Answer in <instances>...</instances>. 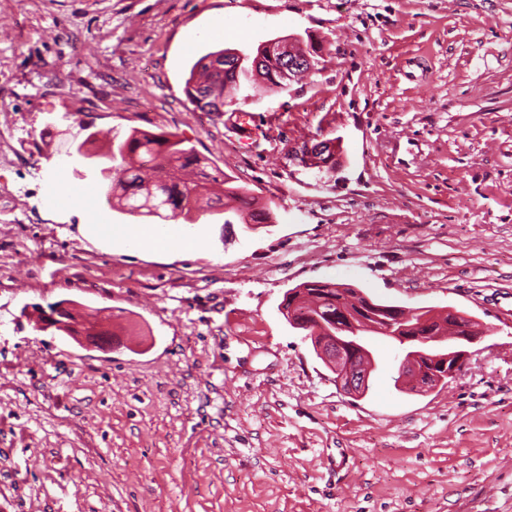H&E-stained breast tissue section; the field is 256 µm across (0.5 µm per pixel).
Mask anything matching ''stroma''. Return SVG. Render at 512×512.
<instances>
[{
    "mask_svg": "<svg viewBox=\"0 0 512 512\" xmlns=\"http://www.w3.org/2000/svg\"><path fill=\"white\" fill-rule=\"evenodd\" d=\"M289 36L314 71L193 111L198 56ZM83 121L188 140L271 223L97 238L134 218L73 175ZM310 281L492 333L427 392L377 345L354 397L280 311ZM61 299L120 343L36 330ZM0 512H512V0H0ZM120 233L133 245H153L175 251H189L205 246V240L197 234L178 236L168 230L167 225L153 224L144 228L139 224L130 226Z\"/></svg>",
    "mask_w": 512,
    "mask_h": 512,
    "instance_id": "35a3bbf8",
    "label": "stroma"
}]
</instances>
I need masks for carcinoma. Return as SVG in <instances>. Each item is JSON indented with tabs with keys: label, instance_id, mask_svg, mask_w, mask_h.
I'll return each instance as SVG.
<instances>
[{
	"label": "carcinoma",
	"instance_id": "obj_1",
	"mask_svg": "<svg viewBox=\"0 0 512 512\" xmlns=\"http://www.w3.org/2000/svg\"><path fill=\"white\" fill-rule=\"evenodd\" d=\"M231 49L209 51L193 63L185 83V94L194 110L201 112L224 111L225 100L250 86L261 89L282 88L287 85V61L279 44L271 48L258 49L252 57H245L249 65L238 61L235 66L224 61ZM98 132L87 133L79 142L76 152L88 159H95L105 165L99 171L97 181L112 208L131 216L154 217L161 221L181 216L190 218L194 212L214 208L210 196V185L224 186V223L243 224L251 220L262 224L270 219L263 210L247 212V190L234 184L230 177L218 168H209L190 142L169 133H153L130 129L115 131L108 152L102 153L96 147ZM300 293V308L309 313L303 331L312 345L320 342L324 329L331 328L341 310L353 307L349 298L358 296L359 290L346 284L334 282H305L297 285ZM361 310L358 322L361 324L395 321L401 314V306L374 302L360 297ZM62 326L57 331L73 336L80 331L94 332L91 321H85L78 329L76 316L59 314ZM447 324L453 326L450 336L469 331L479 323L455 311L446 316Z\"/></svg>",
	"mask_w": 512,
	"mask_h": 512
}]
</instances>
